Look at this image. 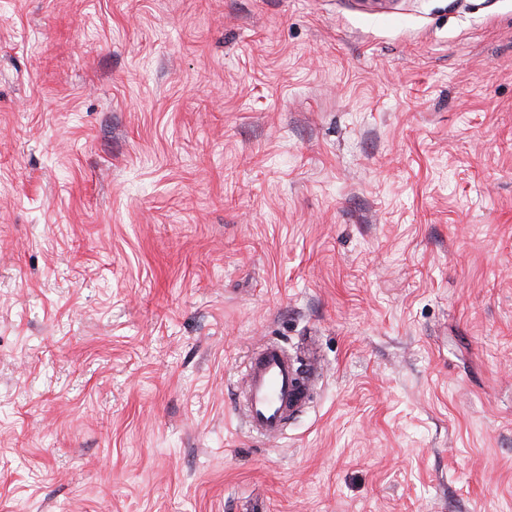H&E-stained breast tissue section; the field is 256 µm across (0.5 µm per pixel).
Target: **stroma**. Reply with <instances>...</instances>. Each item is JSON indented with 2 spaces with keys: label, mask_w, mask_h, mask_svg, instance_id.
I'll use <instances>...</instances> for the list:
<instances>
[{
  "label": "stroma",
  "mask_w": 512,
  "mask_h": 512,
  "mask_svg": "<svg viewBox=\"0 0 512 512\" xmlns=\"http://www.w3.org/2000/svg\"><path fill=\"white\" fill-rule=\"evenodd\" d=\"M256 502L512 512V0H0V512ZM276 342L264 345L250 358L245 370V410L249 432L275 439L288 418L302 412L310 402L311 381L320 366L310 358L305 370Z\"/></svg>",
  "instance_id": "obj_1"
}]
</instances>
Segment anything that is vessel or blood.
<instances>
[{
    "mask_svg": "<svg viewBox=\"0 0 512 512\" xmlns=\"http://www.w3.org/2000/svg\"><path fill=\"white\" fill-rule=\"evenodd\" d=\"M318 374L316 359H309L303 366L279 343L264 345L250 358L245 370V410L250 432L268 440L277 438L289 417L309 404L310 383Z\"/></svg>",
    "mask_w": 512,
    "mask_h": 512,
    "instance_id": "vessel-or-blood-1",
    "label": "vessel or blood"
}]
</instances>
